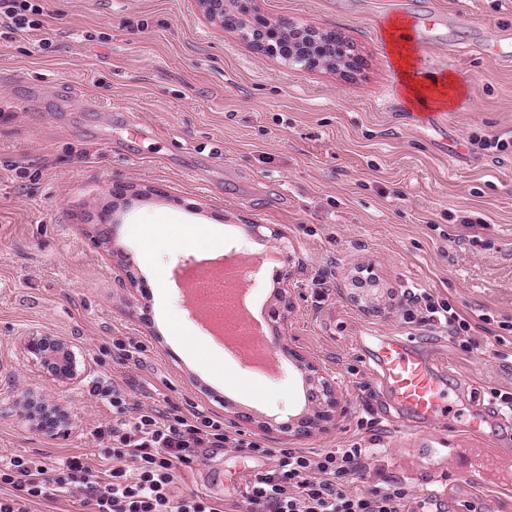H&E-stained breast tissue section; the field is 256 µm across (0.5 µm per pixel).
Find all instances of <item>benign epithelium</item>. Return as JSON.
<instances>
[{"label":"benign epithelium","mask_w":512,"mask_h":512,"mask_svg":"<svg viewBox=\"0 0 512 512\" xmlns=\"http://www.w3.org/2000/svg\"><path fill=\"white\" fill-rule=\"evenodd\" d=\"M203 14L213 23L237 31L248 41L256 52L262 55H277L272 44L292 41V36H301L304 46L296 48L288 46V53L280 55L284 61L293 64L302 63L305 68H327L334 64L337 67L348 65L344 72L349 73L358 63L356 53H348L346 38L335 30L322 29L312 25L301 26L281 17L263 18L260 25L253 24V16L257 13L254 0H196ZM294 305L288 289L281 288L280 301L274 310V317L282 325L287 324L288 316L293 312ZM47 337L33 333L25 341V349L30 358L43 363L48 358L44 352ZM271 343L276 350L289 359L304 376L309 386L307 412L301 417H291L285 424L276 425V429L294 437H305L314 430L325 427L336 418L341 405L336 381L322 372L299 350L284 343L282 337H272ZM60 371L58 381L68 383L78 375L77 362L73 352L60 351Z\"/></svg>","instance_id":"1"}]
</instances>
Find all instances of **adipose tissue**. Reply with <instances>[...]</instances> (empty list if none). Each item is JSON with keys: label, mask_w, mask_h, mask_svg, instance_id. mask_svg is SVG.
Segmentation results:
<instances>
[{"label": "adipose tissue", "mask_w": 512, "mask_h": 512, "mask_svg": "<svg viewBox=\"0 0 512 512\" xmlns=\"http://www.w3.org/2000/svg\"><path fill=\"white\" fill-rule=\"evenodd\" d=\"M403 27V20H391L385 36L409 107L419 112L453 107L466 93L464 84L451 72L442 75L423 73L417 65L414 50L401 42L399 33Z\"/></svg>", "instance_id": "1"}]
</instances>
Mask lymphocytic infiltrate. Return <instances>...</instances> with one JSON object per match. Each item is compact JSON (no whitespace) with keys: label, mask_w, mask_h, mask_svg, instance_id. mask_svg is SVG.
I'll use <instances>...</instances> for the list:
<instances>
[{"label":"lymphocytic infiltrate","mask_w":512,"mask_h":512,"mask_svg":"<svg viewBox=\"0 0 512 512\" xmlns=\"http://www.w3.org/2000/svg\"><path fill=\"white\" fill-rule=\"evenodd\" d=\"M92 395L107 400L112 422L94 429L103 459L95 470L73 454L50 467L37 457L0 461V512H29V503L56 495L75 498L81 512H223L219 502L196 490L176 492L181 472L194 468L201 448L233 446L264 459L230 512H409L405 485L353 492L349 477L365 473L372 449L353 444L323 451H275L234 437L222 420L194 411L175 415L140 401L108 377L95 380Z\"/></svg>","instance_id":"obj_1"}]
</instances>
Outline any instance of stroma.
Returning a JSON list of instances; mask_svg holds the SVG:
<instances>
[{"label":"stroma","mask_w":512,"mask_h":512,"mask_svg":"<svg viewBox=\"0 0 512 512\" xmlns=\"http://www.w3.org/2000/svg\"><path fill=\"white\" fill-rule=\"evenodd\" d=\"M255 7L342 33L357 70L310 71L258 54L196 0H49L40 29L0 33V460L92 454L93 430L112 421L90 393L105 375L135 399L155 387L177 415H251L255 425L231 435L274 450L375 442L349 490L395 480L415 501L438 491L444 512H512L470 474L477 455L493 454L496 478H512V423L491 404L493 392L512 393V153L470 143L512 131V66L477 49L512 38V0ZM424 8L444 12L449 26L433 43L415 40L419 67L466 86L433 119L403 101L383 35L392 17ZM454 43L470 49L452 52ZM129 122L143 138L128 139ZM117 184L141 193L115 198ZM104 210L113 222L100 234L93 223ZM466 217L477 227H464ZM274 228L296 260V309L280 334L341 396L334 424L302 439L258 427L305 411L302 372L283 358L258 370L213 341L182 288L225 255L265 252ZM359 268L373 273L362 293L350 278ZM419 289L470 330L452 337L424 323ZM33 333L75 353L73 384L28 358ZM365 336L412 339L445 367L448 415L422 433L398 418L372 391L379 368L356 350ZM117 340L141 344L140 358L118 363ZM23 390L58 406L66 430L15 415ZM475 414L478 436L465 429ZM198 459L176 491L229 502L262 465L231 447L199 449Z\"/></svg>","instance_id":"1"}]
</instances>
